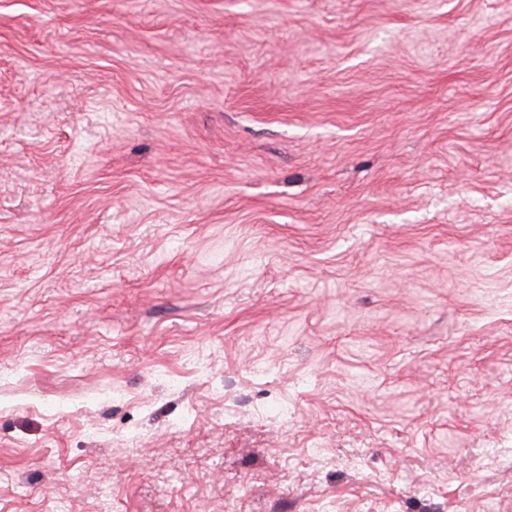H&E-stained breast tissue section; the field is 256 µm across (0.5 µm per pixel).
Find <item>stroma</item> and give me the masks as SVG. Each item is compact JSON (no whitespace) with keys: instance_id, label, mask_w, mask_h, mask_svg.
Returning <instances> with one entry per match:
<instances>
[{"instance_id":"stroma-1","label":"stroma","mask_w":512,"mask_h":512,"mask_svg":"<svg viewBox=\"0 0 512 512\" xmlns=\"http://www.w3.org/2000/svg\"><path fill=\"white\" fill-rule=\"evenodd\" d=\"M0 512H512V0H0Z\"/></svg>"}]
</instances>
